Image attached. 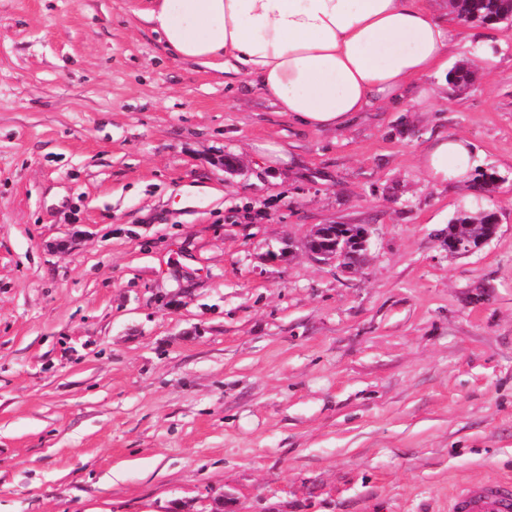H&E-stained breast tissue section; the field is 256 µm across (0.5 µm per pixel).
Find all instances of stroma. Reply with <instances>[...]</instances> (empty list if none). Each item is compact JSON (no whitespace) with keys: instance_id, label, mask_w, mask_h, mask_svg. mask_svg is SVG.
Segmentation results:
<instances>
[{"instance_id":"stroma-1","label":"stroma","mask_w":512,"mask_h":512,"mask_svg":"<svg viewBox=\"0 0 512 512\" xmlns=\"http://www.w3.org/2000/svg\"><path fill=\"white\" fill-rule=\"evenodd\" d=\"M145 5L0 0V512H448L512 476V24L453 22L470 85L335 132ZM450 135L492 191L427 180ZM473 198L497 233L449 253ZM319 224L367 226L358 272ZM324 227V224L319 225L314 232L310 235L309 239L311 237H314L316 235L320 236L322 234V229ZM356 225L352 224H336V229L333 226H330L327 228V231L329 234L317 237L313 241V246L317 247L318 249H308L313 255H316L317 257H321L323 260L327 261H336L339 262L340 265H342L344 268H351L352 266H355V264L347 265L346 262L348 260H345V256L348 252V250L351 248V242H343L340 241L338 244H336L332 250L328 251H322V250H328L334 243L335 238L331 236V233L334 231L336 241L340 236H344L350 232H352L354 229H356Z\"/></svg>"}]
</instances>
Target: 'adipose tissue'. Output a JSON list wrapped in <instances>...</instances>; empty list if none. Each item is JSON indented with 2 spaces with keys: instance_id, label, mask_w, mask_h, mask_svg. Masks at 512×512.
<instances>
[{
  "instance_id": "adipose-tissue-1",
  "label": "adipose tissue",
  "mask_w": 512,
  "mask_h": 512,
  "mask_svg": "<svg viewBox=\"0 0 512 512\" xmlns=\"http://www.w3.org/2000/svg\"><path fill=\"white\" fill-rule=\"evenodd\" d=\"M138 15L178 58L233 63L278 111L316 131L342 129L410 87L431 98L420 81L447 69L452 41L426 0H149ZM421 162L433 183L467 182L472 147L442 137Z\"/></svg>"
}]
</instances>
